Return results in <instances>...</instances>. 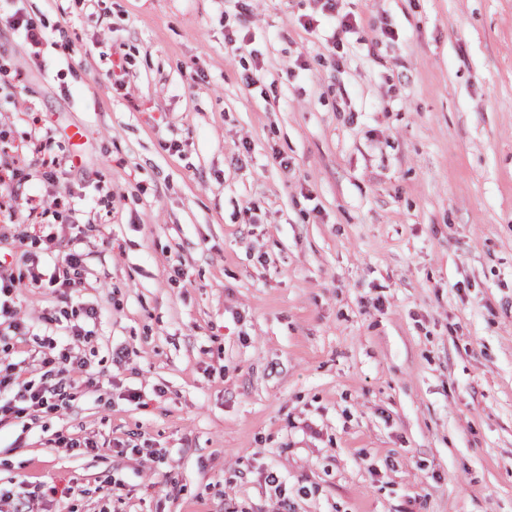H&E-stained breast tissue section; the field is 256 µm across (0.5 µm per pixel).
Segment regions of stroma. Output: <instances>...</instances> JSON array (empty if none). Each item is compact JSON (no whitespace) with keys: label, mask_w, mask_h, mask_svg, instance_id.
<instances>
[{"label":"stroma","mask_w":512,"mask_h":512,"mask_svg":"<svg viewBox=\"0 0 512 512\" xmlns=\"http://www.w3.org/2000/svg\"><path fill=\"white\" fill-rule=\"evenodd\" d=\"M323 2L0 0V169L58 161L0 249L84 254L0 363L98 311L94 382L0 419L32 512H512V0H340L337 50ZM339 0H325L324 7L329 12L328 24L331 28V40L333 47L336 48L341 42L340 35L346 34L353 27V20L349 13H342L337 8Z\"/></svg>","instance_id":"stroma-1"}]
</instances>
